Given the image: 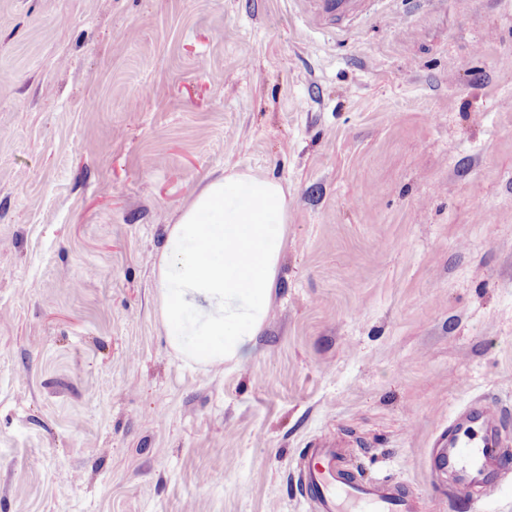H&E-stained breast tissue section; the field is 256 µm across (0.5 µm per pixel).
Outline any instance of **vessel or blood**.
Here are the masks:
<instances>
[{
  "instance_id": "b4317fda",
  "label": "vessel or blood",
  "mask_w": 512,
  "mask_h": 512,
  "mask_svg": "<svg viewBox=\"0 0 512 512\" xmlns=\"http://www.w3.org/2000/svg\"><path fill=\"white\" fill-rule=\"evenodd\" d=\"M309 18L317 25L333 20L351 21L364 11V0H304ZM479 424V431L458 428L447 448L438 455L440 465L461 472L465 485L476 486L481 501H492L501 491L500 482L485 475L487 461L497 454L491 434L500 430L502 414L477 401L466 413ZM301 485L316 512H418L416 499L394 490L382 480H361L349 476L334 442L312 445L302 458Z\"/></svg>"
}]
</instances>
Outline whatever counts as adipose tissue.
I'll return each mask as SVG.
<instances>
[{"mask_svg": "<svg viewBox=\"0 0 512 512\" xmlns=\"http://www.w3.org/2000/svg\"><path fill=\"white\" fill-rule=\"evenodd\" d=\"M287 225V185L233 168L181 208L154 265L160 321L178 356L218 367L251 351L270 314Z\"/></svg>", "mask_w": 512, "mask_h": 512, "instance_id": "adipose-tissue-1", "label": "adipose tissue"}]
</instances>
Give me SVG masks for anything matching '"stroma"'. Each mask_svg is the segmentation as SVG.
Returning <instances> with one entry per match:
<instances>
[{"instance_id": "stroma-1", "label": "stroma", "mask_w": 512, "mask_h": 512, "mask_svg": "<svg viewBox=\"0 0 512 512\" xmlns=\"http://www.w3.org/2000/svg\"><path fill=\"white\" fill-rule=\"evenodd\" d=\"M0 512H312V441L420 512L485 397L512 461V0H0ZM288 187L268 322L221 367L156 312L214 172ZM309 5V18L321 25L329 21L352 20L358 18L364 11L366 0H299Z\"/></svg>"}]
</instances>
